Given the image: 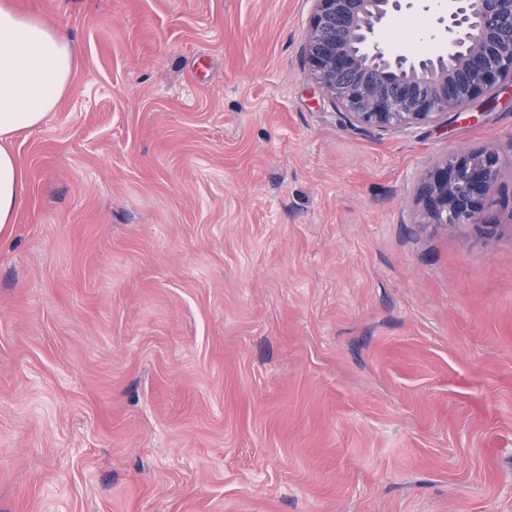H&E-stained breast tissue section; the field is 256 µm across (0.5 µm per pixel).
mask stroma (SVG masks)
Here are the masks:
<instances>
[{
    "label": "stroma",
    "instance_id": "stroma-1",
    "mask_svg": "<svg viewBox=\"0 0 512 512\" xmlns=\"http://www.w3.org/2000/svg\"><path fill=\"white\" fill-rule=\"evenodd\" d=\"M15 4L78 55L13 143L0 512H512V84L378 131L309 72L314 0ZM486 147L487 231L427 223ZM502 160L493 149L452 154L426 177L420 201L427 223L444 227L480 224V217L496 189Z\"/></svg>",
    "mask_w": 512,
    "mask_h": 512
}]
</instances>
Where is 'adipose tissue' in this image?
<instances>
[{"instance_id":"1","label":"adipose tissue","mask_w":512,"mask_h":512,"mask_svg":"<svg viewBox=\"0 0 512 512\" xmlns=\"http://www.w3.org/2000/svg\"><path fill=\"white\" fill-rule=\"evenodd\" d=\"M75 59V46L56 29L0 0V231L15 222L25 192L12 139L55 111Z\"/></svg>"}]
</instances>
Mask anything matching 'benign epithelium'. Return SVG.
<instances>
[{"mask_svg":"<svg viewBox=\"0 0 512 512\" xmlns=\"http://www.w3.org/2000/svg\"><path fill=\"white\" fill-rule=\"evenodd\" d=\"M304 44L311 75L350 120L388 131L431 124L478 98L494 100L512 80V0H448L436 56L389 52L391 17L414 0H315ZM502 160L493 149L448 157L426 177L420 201L427 223L480 226Z\"/></svg>","mask_w":512,"mask_h":512,"instance_id":"7a95c632","label":"benign epithelium"}]
</instances>
